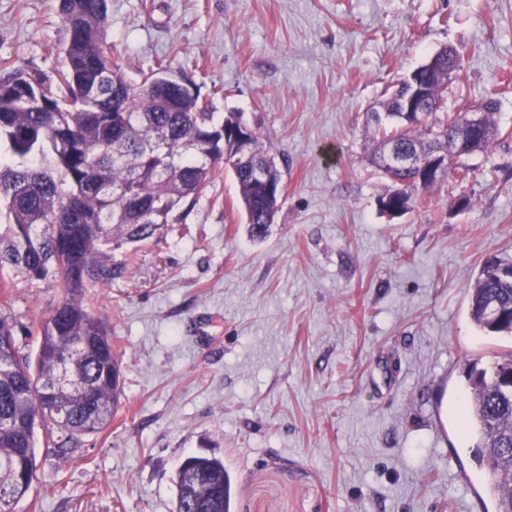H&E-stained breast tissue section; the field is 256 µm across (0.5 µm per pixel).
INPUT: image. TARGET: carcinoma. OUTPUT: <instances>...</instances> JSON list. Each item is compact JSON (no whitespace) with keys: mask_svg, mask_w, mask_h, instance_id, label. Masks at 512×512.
Instances as JSON below:
<instances>
[{"mask_svg":"<svg viewBox=\"0 0 512 512\" xmlns=\"http://www.w3.org/2000/svg\"><path fill=\"white\" fill-rule=\"evenodd\" d=\"M68 40L62 64L51 74L0 61V293L15 281L51 279L65 290L28 335L35 354L20 353L15 325L0 316V501L19 502L36 478L35 436L55 425L67 433L59 448L105 429L119 402L121 371L106 324L84 303L88 289L120 277L123 263L108 266L102 247H123L160 237L187 216L213 186L216 168L232 174L252 236H263L279 200L266 195L250 170L234 162L236 143L224 139L209 101L186 95L170 70L151 71L142 83L127 79L103 40L106 0H60ZM429 87L427 121L400 120L398 93L411 80ZM448 70L423 64L368 113L380 133L373 161L391 183L403 186L405 211L418 189L413 173L385 168L386 148L426 153L451 132H463L448 112ZM486 133L448 163L469 171L465 159L488 151L500 136L498 102L486 99ZM255 155L273 166L275 148L261 134ZM503 261L488 259L471 287L470 318L489 335L512 337V280L497 275ZM498 302L493 321L485 303ZM512 354L490 366H467L465 423L478 436L475 459L487 466L497 512H512V390L501 372ZM176 512H230L231 480L224 460L190 457L180 468Z\"/></svg>","mask_w":512,"mask_h":512,"instance_id":"carcinoma-1","label":"carcinoma"}]
</instances>
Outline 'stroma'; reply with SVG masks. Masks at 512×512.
Instances as JSON below:
<instances>
[{
	"label": "stroma",
	"instance_id": "1",
	"mask_svg": "<svg viewBox=\"0 0 512 512\" xmlns=\"http://www.w3.org/2000/svg\"><path fill=\"white\" fill-rule=\"evenodd\" d=\"M106 43L139 83L157 65L277 147L282 196L250 237L230 173L184 224L140 244L85 295L121 363L110 427L60 453L38 432L17 512H175L186 457L222 458L231 512H496L454 405L466 363L512 353L479 331L469 290L512 261V0H107ZM58 0H0V58L50 73ZM449 46L452 107L500 103V140L388 218L366 114ZM469 196L470 205L456 203ZM18 280L26 327L62 300Z\"/></svg>",
	"mask_w": 512,
	"mask_h": 512
}]
</instances>
